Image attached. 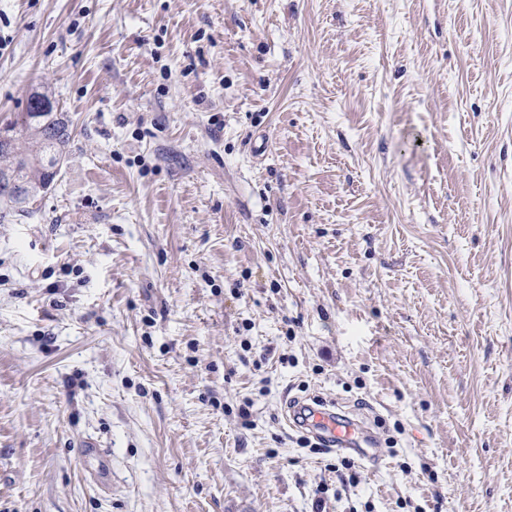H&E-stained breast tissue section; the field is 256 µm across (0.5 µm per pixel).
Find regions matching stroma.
<instances>
[{
    "mask_svg": "<svg viewBox=\"0 0 512 512\" xmlns=\"http://www.w3.org/2000/svg\"><path fill=\"white\" fill-rule=\"evenodd\" d=\"M37 91L0 512H512V0H0V128ZM3 131L9 139L2 144L5 141L2 136L0 141V176L26 189V195L14 196L1 185L0 201L11 210L24 212L25 204L54 181L70 140V121L64 112H58L48 94L34 92L26 112H21L20 118ZM20 138L28 144L25 149L18 145ZM12 183L7 190L20 195L22 188ZM305 424L314 428L321 436L332 443L356 446L359 441L362 423L347 415L336 413L334 405H307Z\"/></svg>",
    "mask_w": 512,
    "mask_h": 512,
    "instance_id": "obj_1",
    "label": "stroma"
}]
</instances>
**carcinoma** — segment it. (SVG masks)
Returning a JSON list of instances; mask_svg holds the SVG:
<instances>
[{
    "mask_svg": "<svg viewBox=\"0 0 512 512\" xmlns=\"http://www.w3.org/2000/svg\"><path fill=\"white\" fill-rule=\"evenodd\" d=\"M4 132L9 139L0 143V176L26 189V195L14 196L0 186V201L22 212L25 204L54 181L70 140V121L48 94L35 92L26 111Z\"/></svg>",
    "mask_w": 512,
    "mask_h": 512,
    "instance_id": "cac0c4a2",
    "label": "carcinoma"
}]
</instances>
